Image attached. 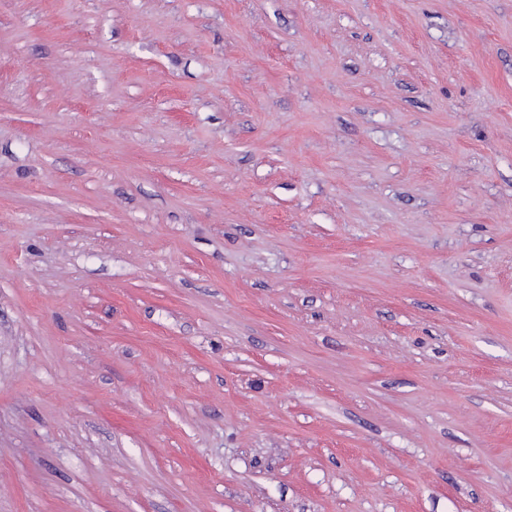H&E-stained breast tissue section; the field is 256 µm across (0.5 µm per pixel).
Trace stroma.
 <instances>
[{
    "label": "stroma",
    "mask_w": 512,
    "mask_h": 512,
    "mask_svg": "<svg viewBox=\"0 0 512 512\" xmlns=\"http://www.w3.org/2000/svg\"><path fill=\"white\" fill-rule=\"evenodd\" d=\"M0 512H512V0H0Z\"/></svg>",
    "instance_id": "obj_1"
}]
</instances>
